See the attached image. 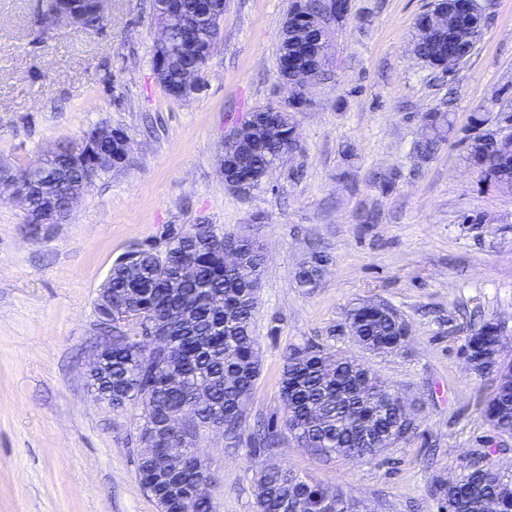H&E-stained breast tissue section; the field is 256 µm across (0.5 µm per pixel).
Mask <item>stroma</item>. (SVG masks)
I'll return each mask as SVG.
<instances>
[{
  "label": "stroma",
  "instance_id": "obj_1",
  "mask_svg": "<svg viewBox=\"0 0 512 512\" xmlns=\"http://www.w3.org/2000/svg\"><path fill=\"white\" fill-rule=\"evenodd\" d=\"M431 3L352 0L330 75L295 115V152L244 195L225 184L219 150L255 106L286 98L277 37L291 0H228L205 87L185 101L154 72L147 0H108L90 34L42 30L40 0H0V165L23 169L110 126L131 137L129 165L101 173L67 223H25L0 191V512H158L137 476L139 407L98 402L85 372L113 262L170 224H213L265 255L260 375L236 438L204 428L196 439L218 479L215 512H256L264 463L336 486L369 512H437L436 479L478 459L512 469V436L482 413L495 379L462 355L489 320L512 363V191L484 181L466 153L472 117L497 130L491 98L512 103V0H486L475 53L447 76L411 52ZM444 110L453 129L417 165L420 117ZM314 251L329 262L307 292L293 277ZM368 299L408 324L400 351L378 354L348 334L349 308ZM307 346L363 363L401 393L410 434L355 462L298 446L281 424L280 377L286 353Z\"/></svg>",
  "mask_w": 512,
  "mask_h": 512
}]
</instances>
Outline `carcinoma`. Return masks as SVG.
Here are the masks:
<instances>
[{
	"mask_svg": "<svg viewBox=\"0 0 512 512\" xmlns=\"http://www.w3.org/2000/svg\"><path fill=\"white\" fill-rule=\"evenodd\" d=\"M184 25L169 33V77L192 67L203 71L207 60L197 50L217 34L214 20L196 12L195 0H179ZM63 6L84 17V31L104 25L96 14L93 0H65ZM448 36L427 37L415 33L412 52L423 63L444 50ZM428 132L413 148L414 159L429 160L446 141L448 130L432 122L431 113L422 116ZM127 132L112 140H101L87 153L85 138L58 146L56 153L22 169L31 184L32 213L44 205L59 209L67 218L65 199L69 194L85 193L83 169L92 156L128 150ZM296 133L290 127L271 142L236 144L249 154L247 172L251 187L263 181L266 169L283 159V149L295 146ZM469 158L479 166L484 179L503 189L512 187V155L495 138L477 135L466 145ZM165 246L154 241L140 244L139 250L125 252L112 265V297L117 300L112 315L137 321L161 314L169 337L161 348L148 349L129 336L112 335V407L136 404L141 408L142 436L168 459L172 469H184L198 462L189 454L185 435L192 429L182 418L196 419L208 428L226 433L241 423L242 411L251 398L260 372V350L253 336L252 320L257 307L253 285L259 284L263 254L253 242L243 240L238 261L224 260V240L229 235L214 224H192L186 230L170 224L162 232ZM182 265L193 267L194 277L175 292L169 283ZM324 272L323 259L311 256L294 273L298 288H315ZM223 299V312L208 308V296ZM380 301L364 302L348 314V326L371 351H385L396 338L392 314ZM195 316L186 327L182 311ZM498 329L486 322L467 337L465 347L475 362V373L496 372V385L483 413L499 433L512 435V366L488 360L495 349ZM182 377L178 387L167 385L172 375ZM364 373L349 362H338L319 349L293 350L286 356L281 380L283 426L295 440L324 455L374 457L385 448L384 438L396 424L394 392L378 379L362 389ZM208 392V401L196 403L197 387ZM141 484L156 502L159 512H213L212 501H194L185 496L172 499L164 492L153 462L137 461ZM295 472L284 465L271 469L261 466L254 476L258 512H293L290 499L296 497L304 508L320 512L323 500L336 494L324 484H294ZM435 493L439 501L451 502L454 512H489L490 502L497 512H512V472L489 465L470 464L463 468L453 486L438 480Z\"/></svg>",
	"mask_w": 512,
	"mask_h": 512,
	"instance_id": "cac0c4a2",
	"label": "carcinoma"
}]
</instances>
